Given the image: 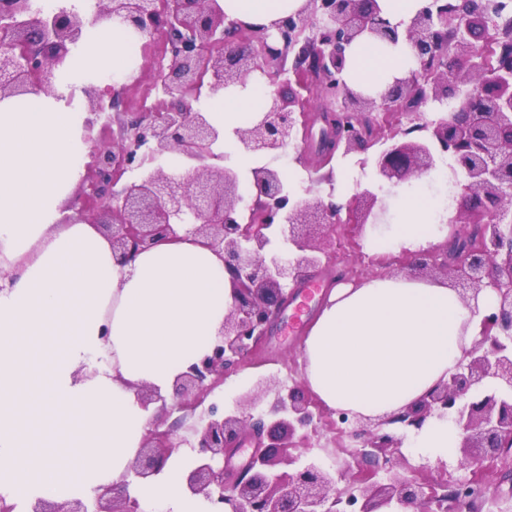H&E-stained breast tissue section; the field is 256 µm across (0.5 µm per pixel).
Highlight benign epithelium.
<instances>
[{"label": "benign epithelium", "instance_id": "1", "mask_svg": "<svg viewBox=\"0 0 512 512\" xmlns=\"http://www.w3.org/2000/svg\"><path fill=\"white\" fill-rule=\"evenodd\" d=\"M26 0H0V99L54 89L59 66L87 31L103 19H119L142 37L163 39V61L154 87L164 95L157 112H138L107 146L93 136L107 127V105L128 87L83 88L93 179L63 217L98 222L110 217L113 257L125 263L139 252L180 237L182 226L224 256L233 305L210 351L174 382L167 402L158 390L139 393L143 407L157 405L129 476L159 474L184 444L166 426L173 411L193 415L224 385V376L260 353L292 289L330 260L314 243L316 231L345 223L362 235L388 211L382 182L403 183L431 170L436 154L451 155L449 178L460 186L461 206L449 238L418 252L404 250L401 266L442 269L465 301L489 289L496 300L457 370L403 411L360 424L355 436L366 451L357 470L340 474L339 488L315 463L298 464L290 452L299 430L317 429L330 412L302 386L275 385L271 417L225 414L211 405L191 426L197 449L184 475L185 489L223 512H383L413 506L416 512H474L485 483L474 477L453 486L398 475L402 440L388 426L419 429L429 419H450L461 431L459 467L478 472L486 461L512 460V37L490 32L505 0H427L402 31L380 15L375 0H307L297 12L262 26L230 20L221 0H95L88 11L59 7L31 17ZM367 34L414 48L417 69L378 97H364L343 78L346 48ZM460 50L448 67V46ZM274 75L260 120L237 132L241 149L259 157L280 154L296 139L309 144L312 119L323 123L316 148L322 162L338 149L364 152L382 141L374 183L345 207L291 200L281 174L265 164L252 168V205H243L241 172L214 151L218 131L185 96H213L242 84L254 72ZM456 110L433 120L421 107L444 103L448 89ZM322 105L306 112L311 91ZM396 115V129L379 135L380 121ZM175 153L192 173L176 178L158 160ZM259 447L235 466L246 431ZM388 482L375 481L378 471ZM128 483L104 486L88 499L64 503L37 499L29 512H144Z\"/></svg>", "mask_w": 512, "mask_h": 512}]
</instances>
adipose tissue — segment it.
Instances as JSON below:
<instances>
[{"label":"adipose tissue","mask_w":512,"mask_h":512,"mask_svg":"<svg viewBox=\"0 0 512 512\" xmlns=\"http://www.w3.org/2000/svg\"><path fill=\"white\" fill-rule=\"evenodd\" d=\"M306 0H224V12L268 26ZM128 28L102 21L86 38L80 70L125 69ZM347 84L377 95L416 68L406 41L362 36L346 49ZM270 86L265 77L207 99L223 131L217 150L239 171L256 164L238 147ZM87 112L53 94L0 100V494L14 512L42 498L65 502L126 477L153 414L138 392L168 393L218 335L233 304L221 255L187 237L161 243L121 264L110 241L83 220L62 223L80 181ZM453 203L407 194L394 223L374 228L372 244L419 251L440 243ZM479 330L447 282L374 276L341 283L304 341L305 383L318 403L354 416H386L412 405L453 373ZM451 422L414 431L420 451L451 455ZM189 449L161 473L134 485L141 501L165 512H211L185 494Z\"/></svg>","instance_id":"ef3b65f1"}]
</instances>
